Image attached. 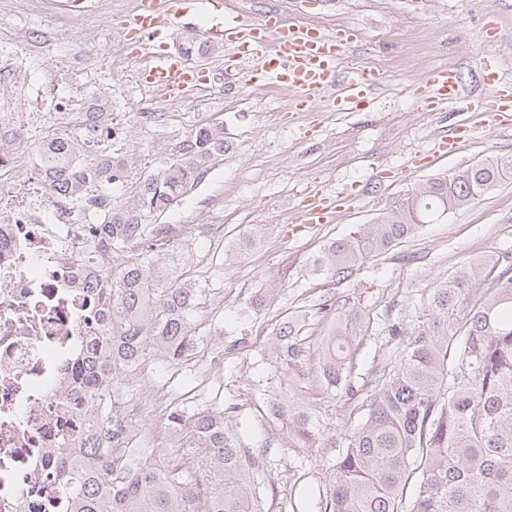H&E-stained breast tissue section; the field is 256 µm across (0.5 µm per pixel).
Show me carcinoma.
Segmentation results:
<instances>
[{"label": "carcinoma", "mask_w": 512, "mask_h": 512, "mask_svg": "<svg viewBox=\"0 0 512 512\" xmlns=\"http://www.w3.org/2000/svg\"><path fill=\"white\" fill-rule=\"evenodd\" d=\"M110 133L111 113H88ZM224 153V130L201 127L179 145L166 168L141 182L134 206L112 209V185L123 168L109 156L80 160L68 136L49 140L39 176L49 197L104 213L93 241L112 259L110 283L90 286L105 336L85 337L70 394L71 421L86 448L79 460L60 445V475L71 512H261L255 486L259 461L240 446L222 409L176 406L167 416L173 442L167 464L127 442L134 396L146 362L180 365L197 345L194 319L202 289L178 282V237L188 227L153 220L179 204L209 163ZM512 177V155L431 178L359 235L331 243L322 267L344 281L423 225L468 206ZM499 258L469 263L435 284L427 313L406 340L396 367L365 390L368 413L341 437L329 466L323 512H512V277L489 279ZM490 281L486 293L473 290ZM352 330L329 338L319 359L327 391L355 395L347 359ZM305 340L294 321L270 338V362L294 383L303 376ZM269 414L282 422L288 444L313 448L324 429L298 396H273Z\"/></svg>", "instance_id": "1"}]
</instances>
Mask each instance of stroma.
<instances>
[{
    "label": "stroma",
    "instance_id": "obj_1",
    "mask_svg": "<svg viewBox=\"0 0 512 512\" xmlns=\"http://www.w3.org/2000/svg\"><path fill=\"white\" fill-rule=\"evenodd\" d=\"M90 0L78 13L60 0H0V123L18 127L30 151L53 136L84 142L78 113L56 115L61 104L94 89L119 130L104 145L124 162L122 183L112 191L115 208L130 205L143 178L169 164L180 142L202 126H219L228 145L185 200L162 216L165 224L210 225L212 237L182 238L183 277L202 288L198 321L214 346L200 355L222 369L220 380L196 389L189 368L153 361L144 369L150 391L137 396L138 419L162 434V417L151 407V390L162 387L174 402L192 393L195 403L216 408L234 403L246 424L243 448L263 456L267 468L259 492L264 512H319L318 490L341 433L367 413L360 399L324 389L318 358L335 324L320 303L335 298L351 339V377L360 385L397 366L405 337L417 325L430 291L469 262L512 249V179L459 211L424 225L402 243L366 259L350 278L338 281L320 268L332 242L393 209L428 179L451 174L487 157L512 155V127L488 121L453 155L422 162L435 138L451 134L452 112H422L411 89L438 66L457 70L465 92L482 97L477 60L493 63L512 83V0H325L301 10L288 0L289 20L332 30L359 29L355 60L386 71L384 90L364 112L294 111L291 91L240 85L215 94L168 99L144 83L140 64L125 45L122 23L136 0ZM37 98L43 121L17 117L21 97ZM162 112L147 127L144 108ZM337 200L356 195L326 224H304L300 208L307 190ZM260 225V243L247 251L238 241ZM277 288L273 302L254 311L252 299ZM299 320L307 362L296 388L267 359L269 338L279 323ZM296 392L315 409L327 431L313 448H292L281 424L266 411L273 394Z\"/></svg>",
    "mask_w": 512,
    "mask_h": 512
}]
</instances>
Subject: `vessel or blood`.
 I'll return each instance as SVG.
<instances>
[{
  "label": "vessel or blood",
  "instance_id": "vessel-or-blood-1",
  "mask_svg": "<svg viewBox=\"0 0 512 512\" xmlns=\"http://www.w3.org/2000/svg\"><path fill=\"white\" fill-rule=\"evenodd\" d=\"M188 25L208 42L225 43V68L236 67L242 60L250 62L248 84L287 88L301 108L325 103L335 112L361 111L374 103L385 84L375 69L358 62L345 64V57L359 42L352 29L321 30L303 21H284L274 13L256 20L228 15L223 0H137L125 26L137 36L135 54L146 83L158 91L180 94L212 86L210 66L156 51L157 40ZM482 76L487 89L485 111L512 118V87L502 84L490 69H483ZM415 94L428 112L468 107L459 75L448 66L432 69ZM470 132L465 124L458 135L436 137L433 153L459 152Z\"/></svg>",
  "mask_w": 512,
  "mask_h": 512
}]
</instances>
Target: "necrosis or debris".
<instances>
[{
    "label": "necrosis or debris",
    "instance_id": "necrosis-or-debris-1",
    "mask_svg": "<svg viewBox=\"0 0 512 512\" xmlns=\"http://www.w3.org/2000/svg\"><path fill=\"white\" fill-rule=\"evenodd\" d=\"M0 512H70L53 446L71 354L95 334L86 282L112 266L87 225L29 183L0 189ZM51 212L53 223L39 221Z\"/></svg>",
    "mask_w": 512,
    "mask_h": 512
}]
</instances>
